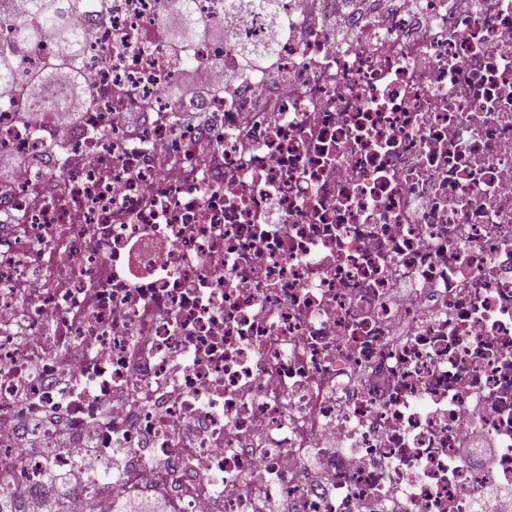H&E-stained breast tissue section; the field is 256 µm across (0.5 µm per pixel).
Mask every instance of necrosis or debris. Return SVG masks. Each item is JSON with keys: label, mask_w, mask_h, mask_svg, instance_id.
I'll list each match as a JSON object with an SVG mask.
<instances>
[{"label": "necrosis or debris", "mask_w": 512, "mask_h": 512, "mask_svg": "<svg viewBox=\"0 0 512 512\" xmlns=\"http://www.w3.org/2000/svg\"><path fill=\"white\" fill-rule=\"evenodd\" d=\"M281 11L257 71L171 46L161 0H103L72 21L92 101L0 98L22 167L0 186V475L25 499L74 469L83 512H480L512 490V0Z\"/></svg>", "instance_id": "necrosis-or-debris-1"}]
</instances>
